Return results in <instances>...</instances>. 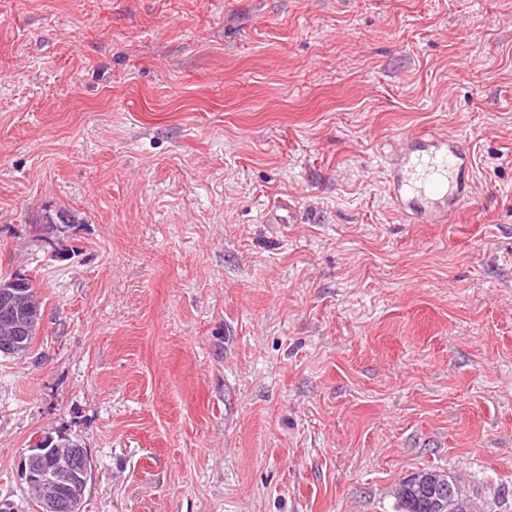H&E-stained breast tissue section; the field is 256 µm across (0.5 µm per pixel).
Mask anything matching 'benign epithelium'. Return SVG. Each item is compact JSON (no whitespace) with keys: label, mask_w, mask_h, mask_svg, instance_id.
Listing matches in <instances>:
<instances>
[{"label":"benign epithelium","mask_w":512,"mask_h":512,"mask_svg":"<svg viewBox=\"0 0 512 512\" xmlns=\"http://www.w3.org/2000/svg\"><path fill=\"white\" fill-rule=\"evenodd\" d=\"M40 310L30 298L24 280L18 276L0 278V356L14 354L25 339L38 332ZM52 465L43 467V459ZM95 465L88 450L70 437L43 440V447L33 448L24 471L30 484L39 488V512H82V498ZM408 490L436 497L448 512H475L478 505L462 495L459 484L449 485L440 471L416 472L406 477Z\"/></svg>","instance_id":"benign-epithelium-1"}]
</instances>
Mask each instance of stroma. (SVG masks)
Instances as JSON below:
<instances>
[{
  "label": "stroma",
  "instance_id": "stroma-1",
  "mask_svg": "<svg viewBox=\"0 0 512 512\" xmlns=\"http://www.w3.org/2000/svg\"><path fill=\"white\" fill-rule=\"evenodd\" d=\"M425 128L473 158L451 224L387 199ZM15 274L43 321L0 357L13 512L58 435L95 464L83 512H395L423 468L502 512L512 0H0Z\"/></svg>",
  "mask_w": 512,
  "mask_h": 512
}]
</instances>
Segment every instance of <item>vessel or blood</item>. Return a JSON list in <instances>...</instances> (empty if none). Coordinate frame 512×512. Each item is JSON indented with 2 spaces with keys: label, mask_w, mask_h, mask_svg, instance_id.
I'll return each mask as SVG.
<instances>
[{
  "label": "vessel or blood",
  "mask_w": 512,
  "mask_h": 512,
  "mask_svg": "<svg viewBox=\"0 0 512 512\" xmlns=\"http://www.w3.org/2000/svg\"><path fill=\"white\" fill-rule=\"evenodd\" d=\"M474 187L472 156L449 129L407 136L387 162V196L411 224L454 222Z\"/></svg>",
  "instance_id": "1"
}]
</instances>
